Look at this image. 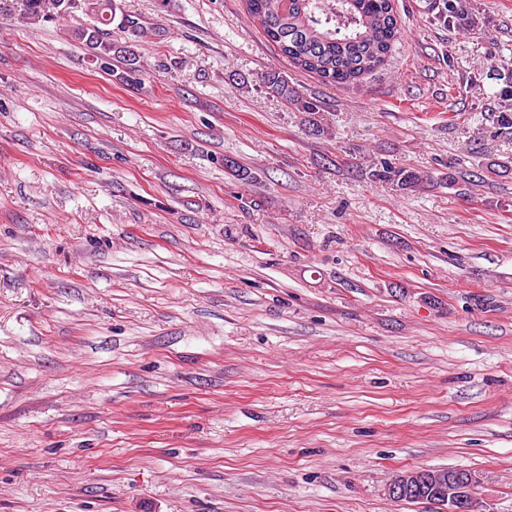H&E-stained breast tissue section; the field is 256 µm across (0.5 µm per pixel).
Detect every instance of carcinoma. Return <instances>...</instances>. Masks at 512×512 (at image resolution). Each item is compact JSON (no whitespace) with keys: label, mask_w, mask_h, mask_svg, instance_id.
Returning a JSON list of instances; mask_svg holds the SVG:
<instances>
[{"label":"carcinoma","mask_w":512,"mask_h":512,"mask_svg":"<svg viewBox=\"0 0 512 512\" xmlns=\"http://www.w3.org/2000/svg\"><path fill=\"white\" fill-rule=\"evenodd\" d=\"M250 17L295 67L331 85H345L382 68L402 36L401 19L393 0H247ZM467 11L463 0H438L433 20L453 28ZM82 14L88 21L68 31L87 51H96L95 69L110 74L112 61L124 66L134 82L144 73L139 55L120 36L137 30L138 22L124 15L115 22L112 0H0V17L25 24L60 23ZM259 82L300 112L313 114L318 105L291 87L276 69L261 73ZM371 177L381 183L419 188L430 176L394 166L388 159L373 161ZM484 183L474 170L448 176V187L462 194Z\"/></svg>","instance_id":"cac0c4a2"}]
</instances>
